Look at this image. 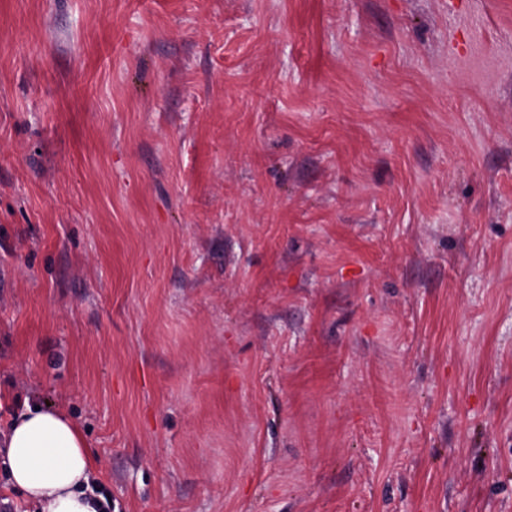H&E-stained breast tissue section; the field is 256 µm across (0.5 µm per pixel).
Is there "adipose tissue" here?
Masks as SVG:
<instances>
[{
	"mask_svg": "<svg viewBox=\"0 0 512 512\" xmlns=\"http://www.w3.org/2000/svg\"><path fill=\"white\" fill-rule=\"evenodd\" d=\"M13 485L37 512H104L88 486L95 458L78 426L63 412L27 406L0 435Z\"/></svg>",
	"mask_w": 512,
	"mask_h": 512,
	"instance_id": "obj_1",
	"label": "adipose tissue"
}]
</instances>
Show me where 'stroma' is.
<instances>
[{"label":"stroma","instance_id":"35a3bbf8","mask_svg":"<svg viewBox=\"0 0 512 512\" xmlns=\"http://www.w3.org/2000/svg\"><path fill=\"white\" fill-rule=\"evenodd\" d=\"M111 512H512V0H0V432ZM1 444L13 485L37 512H106L105 500L88 490L95 472L93 453L63 412L28 405Z\"/></svg>","mask_w":512,"mask_h":512}]
</instances>
